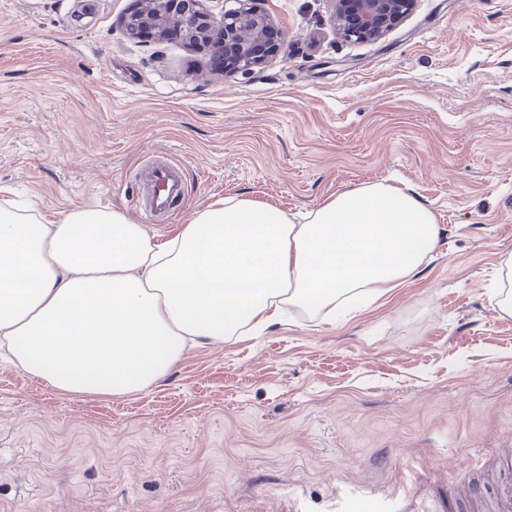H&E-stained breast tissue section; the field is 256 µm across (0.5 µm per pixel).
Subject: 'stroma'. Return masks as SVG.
<instances>
[{
    "label": "stroma",
    "instance_id": "1",
    "mask_svg": "<svg viewBox=\"0 0 512 512\" xmlns=\"http://www.w3.org/2000/svg\"><path fill=\"white\" fill-rule=\"evenodd\" d=\"M133 0H0V186L53 217L118 208L127 171L180 158L166 236L220 198L299 220L384 182L441 226L431 259L324 318L191 347L136 396L73 397L0 362V512H471L512 447V0H416L376 41L333 0H259L278 54L222 73L209 51L133 39Z\"/></svg>",
    "mask_w": 512,
    "mask_h": 512
}]
</instances>
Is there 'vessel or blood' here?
<instances>
[{
    "instance_id": "obj_1",
    "label": "vessel or blood",
    "mask_w": 512,
    "mask_h": 512,
    "mask_svg": "<svg viewBox=\"0 0 512 512\" xmlns=\"http://www.w3.org/2000/svg\"><path fill=\"white\" fill-rule=\"evenodd\" d=\"M132 178L139 184V206L148 219H166L173 214L174 201L184 194L180 164L166 159L135 170Z\"/></svg>"
}]
</instances>
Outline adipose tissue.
<instances>
[{
	"mask_svg": "<svg viewBox=\"0 0 512 512\" xmlns=\"http://www.w3.org/2000/svg\"><path fill=\"white\" fill-rule=\"evenodd\" d=\"M440 237L420 199L385 183L330 195L300 224L218 199L160 243L117 208L42 220L0 205V356L61 393H146L192 346L266 329L285 304L332 315L409 279Z\"/></svg>",
	"mask_w": 512,
	"mask_h": 512,
	"instance_id": "adipose-tissue-1",
	"label": "adipose tissue"
}]
</instances>
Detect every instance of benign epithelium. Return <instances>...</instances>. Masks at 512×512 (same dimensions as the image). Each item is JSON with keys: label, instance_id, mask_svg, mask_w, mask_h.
Returning a JSON list of instances; mask_svg holds the SVG:
<instances>
[{"label": "benign epithelium", "instance_id": "1", "mask_svg": "<svg viewBox=\"0 0 512 512\" xmlns=\"http://www.w3.org/2000/svg\"><path fill=\"white\" fill-rule=\"evenodd\" d=\"M216 18L204 11L202 0H135L122 20L131 38L146 29L163 39L175 30L189 47L211 43L214 28L224 31V63L227 70H248L274 57L278 45L270 40L274 24L255 6V0H235ZM334 28L345 39L377 40L413 8L415 0H333Z\"/></svg>", "mask_w": 512, "mask_h": 512}]
</instances>
